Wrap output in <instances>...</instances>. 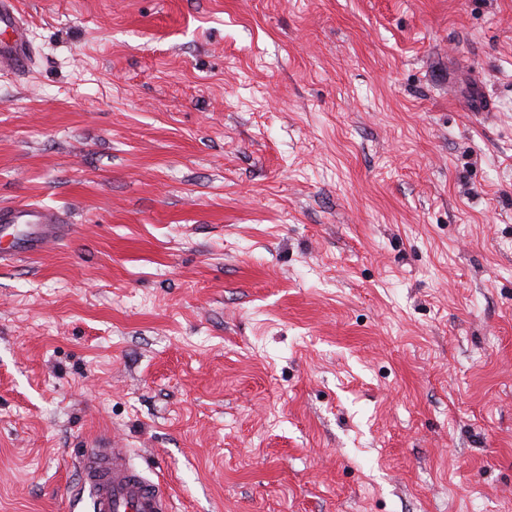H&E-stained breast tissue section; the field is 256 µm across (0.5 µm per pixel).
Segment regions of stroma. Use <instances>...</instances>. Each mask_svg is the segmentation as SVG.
<instances>
[{"label": "stroma", "mask_w": 512, "mask_h": 512, "mask_svg": "<svg viewBox=\"0 0 512 512\" xmlns=\"http://www.w3.org/2000/svg\"><path fill=\"white\" fill-rule=\"evenodd\" d=\"M0 512H512V0H20ZM0 224H28L29 232L15 239L6 249H0V261L24 254L41 252L57 241L64 230L62 214L52 208L30 204L0 207ZM81 454L82 492L91 512H171L169 497L159 482L133 465L123 445L109 439L93 443Z\"/></svg>", "instance_id": "1"}]
</instances>
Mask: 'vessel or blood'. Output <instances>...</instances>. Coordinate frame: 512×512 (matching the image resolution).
<instances>
[{"mask_svg": "<svg viewBox=\"0 0 512 512\" xmlns=\"http://www.w3.org/2000/svg\"><path fill=\"white\" fill-rule=\"evenodd\" d=\"M33 65L29 29L18 0H0V73L23 75ZM0 224H25L29 232L0 249V261L41 252L63 234L62 214L30 204L0 207ZM82 489L91 512H172L160 483L148 479L133 465L122 444L107 439L94 442L81 454Z\"/></svg>", "mask_w": 512, "mask_h": 512, "instance_id": "vessel-or-blood-1", "label": "vessel or blood"}]
</instances>
